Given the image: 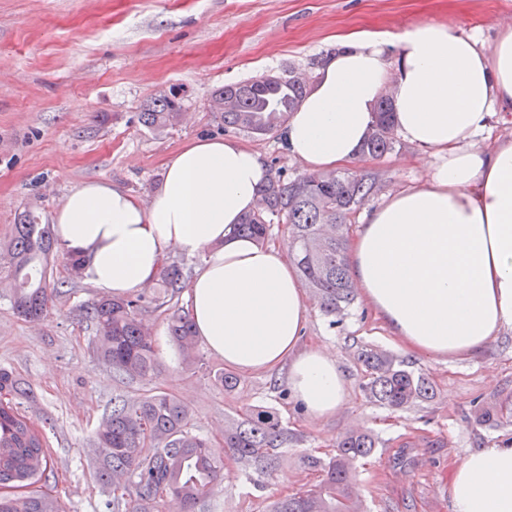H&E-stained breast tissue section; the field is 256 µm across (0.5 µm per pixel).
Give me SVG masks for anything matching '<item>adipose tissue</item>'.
Wrapping results in <instances>:
<instances>
[{"instance_id": "1", "label": "adipose tissue", "mask_w": 512, "mask_h": 512, "mask_svg": "<svg viewBox=\"0 0 512 512\" xmlns=\"http://www.w3.org/2000/svg\"><path fill=\"white\" fill-rule=\"evenodd\" d=\"M351 34L280 135L307 170L352 163L390 90L395 128L432 154L428 179L391 194L351 241L347 269L383 326L428 356L479 351L512 329V138L485 142L512 117V27L492 44L423 21L394 40ZM262 155L232 139L186 143L149 202L89 181L57 209L54 234L81 276L119 298L150 285L169 251L200 258L186 291L196 336L225 365L288 367V389L314 417L343 405L334 354L302 349L307 291L279 247L234 235L266 180ZM451 512H512V441L471 450L454 469Z\"/></svg>"}]
</instances>
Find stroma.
Instances as JSON below:
<instances>
[{
    "label": "stroma",
    "instance_id": "1",
    "mask_svg": "<svg viewBox=\"0 0 512 512\" xmlns=\"http://www.w3.org/2000/svg\"><path fill=\"white\" fill-rule=\"evenodd\" d=\"M430 20L461 35L493 42L512 25V0H0V240L18 214L31 211L51 223L71 189L104 179L149 201L167 157L192 139L233 138L259 151L268 175L303 171L279 133L255 135L225 127L210 109L227 84L265 75L315 80L321 61L350 33H404ZM174 90L182 122L157 134L139 121L160 91ZM432 157L409 144L352 163L372 173L376 188L366 203L423 182ZM66 255L50 259V282H65L44 320L28 322L11 304L0 278V366L27 382L34 400L27 415L47 429L56 491L65 512H106L111 488L93 475L95 429L110 414L112 396L166 391L188 406L196 433L221 451L225 416L263 406L279 413L298 440L283 449L276 474L257 489L233 459L205 512H265L270 497L287 495L312 480L304 455H325L346 431H371L376 452L359 462L361 512H450L451 473L474 448L512 438V421L479 425L480 407L512 397V331L483 350L458 358L415 354L391 336L371 307L356 298L337 318L317 303L303 346L335 353L347 380V397L334 416L317 419L288 391L285 371L240 372L235 391L214 379L222 360L199 347L200 368H187L166 330V316L149 314L156 336V371L126 384L94 352V331L80 316L101 298L84 282L67 284ZM370 344L394 354L435 389L432 401L391 411L361 390L356 347ZM407 449L412 463L398 465Z\"/></svg>",
    "mask_w": 512,
    "mask_h": 512
}]
</instances>
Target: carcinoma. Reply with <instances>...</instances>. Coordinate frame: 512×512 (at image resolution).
<instances>
[{"mask_svg": "<svg viewBox=\"0 0 512 512\" xmlns=\"http://www.w3.org/2000/svg\"><path fill=\"white\" fill-rule=\"evenodd\" d=\"M308 91L295 77L267 75L226 85L214 92L211 108L224 126L266 135L288 121ZM183 118L173 93H161L140 113L142 125L162 133ZM400 144L392 120L390 97L379 99L375 121L362 155L379 157ZM368 174L346 170L301 174L292 180L272 177L259 189L265 207L235 225L233 233L265 242L270 225L288 227V250L300 277L326 316H340L354 303L355 288L346 268L349 231L373 192ZM54 247L50 225L40 224L28 211L0 242L12 280L16 314L39 321L52 308L58 286L47 283L48 257ZM188 285V273L177 263L163 265L153 293L135 300L102 297L85 310L96 331L95 352L119 381L144 379L155 373L154 335L144 315L171 310ZM168 335L184 364L198 365L197 344L189 315L172 313ZM368 398L392 410H402L434 397L421 374L392 354L369 345L358 350ZM33 398L28 384L0 367V487L16 483L18 492L0 493V512H64L60 499L31 486L53 474L44 434L33 428L22 411ZM296 441L277 412L257 406L230 417L224 424V455L193 432L190 410L175 396L157 390L139 397L114 398L111 414L94 434L99 454L95 474L112 487V512H197L198 506L224 479V457L252 470L254 485L276 470L281 449ZM378 441L368 431H351L336 443V454L325 459L308 456L305 467L318 479L268 505V512H358L360 489L351 474L360 459L371 456Z\"/></svg>", "mask_w": 512, "mask_h": 512, "instance_id": "1", "label": "carcinoma"}]
</instances>
